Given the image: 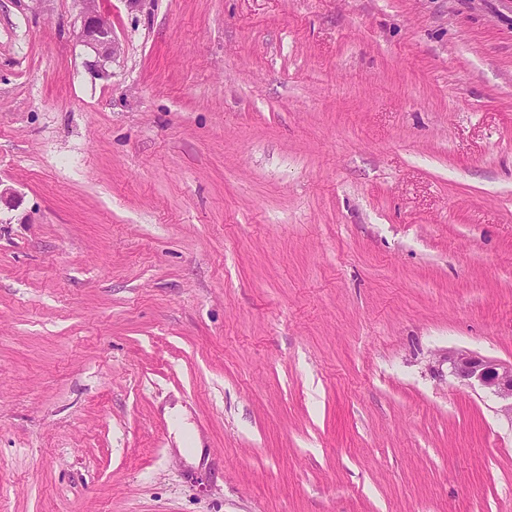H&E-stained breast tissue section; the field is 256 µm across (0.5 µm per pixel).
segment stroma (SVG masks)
Returning a JSON list of instances; mask_svg holds the SVG:
<instances>
[{"label":"stroma","mask_w":512,"mask_h":512,"mask_svg":"<svg viewBox=\"0 0 512 512\" xmlns=\"http://www.w3.org/2000/svg\"><path fill=\"white\" fill-rule=\"evenodd\" d=\"M0 0V512H512V0ZM79 22L78 38L85 48L84 62L93 78L107 79L112 64L124 53L112 29V23L101 10L100 0H72ZM452 375L465 387L476 384L489 390L500 402V412L512 420V361L489 359L469 350L448 351Z\"/></svg>","instance_id":"1"}]
</instances>
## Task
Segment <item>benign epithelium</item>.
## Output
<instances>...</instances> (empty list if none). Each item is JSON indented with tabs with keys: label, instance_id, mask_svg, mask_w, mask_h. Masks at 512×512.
<instances>
[{
	"label": "benign epithelium",
	"instance_id": "1",
	"mask_svg": "<svg viewBox=\"0 0 512 512\" xmlns=\"http://www.w3.org/2000/svg\"><path fill=\"white\" fill-rule=\"evenodd\" d=\"M79 22L78 38L85 48V67L93 78L107 79L112 64L124 53L112 29V23L101 10L100 0H73ZM452 375L465 387L479 385L489 390L500 402V412L512 420V361L489 359L469 350L448 351Z\"/></svg>",
	"mask_w": 512,
	"mask_h": 512
}]
</instances>
